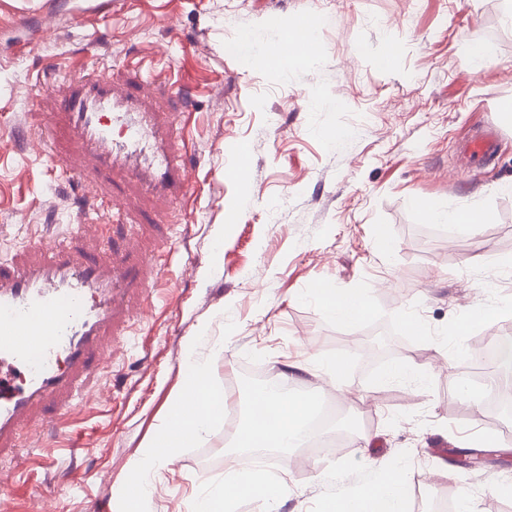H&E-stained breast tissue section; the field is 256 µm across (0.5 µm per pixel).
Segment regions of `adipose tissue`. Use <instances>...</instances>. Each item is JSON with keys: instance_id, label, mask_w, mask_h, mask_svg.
<instances>
[{"instance_id": "ef3b65f1", "label": "adipose tissue", "mask_w": 512, "mask_h": 512, "mask_svg": "<svg viewBox=\"0 0 512 512\" xmlns=\"http://www.w3.org/2000/svg\"><path fill=\"white\" fill-rule=\"evenodd\" d=\"M318 298L333 319L346 323L363 322L371 313L368 300L354 292L321 291ZM197 337H189L182 371V386L174 394L167 419L156 437L131 466V477L115 512H146L152 477L174 459L176 449L200 439L209 427L224 416V393L209 382L207 362L197 358ZM312 414L308 398L296 393H275L253 389L247 417L239 428L236 445L240 448H291L300 444ZM264 501L277 499L278 484L258 471H241L227 466L211 496L202 498L196 512H223L228 501L250 492ZM409 491L406 472L400 468H379L370 485L342 499L330 501L325 512H406Z\"/></svg>"}]
</instances>
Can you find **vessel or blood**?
I'll return each mask as SVG.
<instances>
[{
    "label": "vessel or blood",
    "mask_w": 512,
    "mask_h": 512,
    "mask_svg": "<svg viewBox=\"0 0 512 512\" xmlns=\"http://www.w3.org/2000/svg\"><path fill=\"white\" fill-rule=\"evenodd\" d=\"M141 96L134 88L116 90L101 73L68 86L56 105L78 154L97 173L121 169L148 191L184 192L186 166L176 141L143 111ZM161 269L153 252L131 268L96 257L75 261L51 244L38 259L0 267V446L48 398L78 390L104 359L103 339L125 307L126 290H148L145 271ZM20 373L27 385H15Z\"/></svg>",
    "instance_id": "vessel-or-blood-1"
}]
</instances>
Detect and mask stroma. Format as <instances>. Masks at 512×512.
Listing matches in <instances>:
<instances>
[{
  "instance_id": "35a3bbf8",
  "label": "stroma",
  "mask_w": 512,
  "mask_h": 512,
  "mask_svg": "<svg viewBox=\"0 0 512 512\" xmlns=\"http://www.w3.org/2000/svg\"><path fill=\"white\" fill-rule=\"evenodd\" d=\"M0 0V264L28 254L38 235L68 253L153 251L166 243L162 277L143 306L107 337L109 359L82 385L86 406L60 420L35 415L15 448L0 450V496L30 512L40 487L47 512H114L133 460L166 419L181 380L185 344L198 347L226 407L246 413L249 367L279 374L292 362L338 360L345 386H328L353 437L344 452L274 451L267 475L278 502L243 496L230 512H322L372 482L378 463L405 469L407 512H434V498L472 512H512L496 485L512 466L488 457L493 481L443 470L435 451L492 431L512 452L486 403L464 404L472 359L442 348L459 325L473 348L499 324H470L472 310L512 301V0ZM316 19L320 54L294 70L267 67L289 28ZM494 49L475 67L470 51ZM164 61L175 81H156L152 104L181 127L195 162L187 195L167 204L116 172L90 186L127 214L101 238L70 233L81 184L52 171L71 159L63 119L32 105L37 78L58 85L105 71L138 84L133 61ZM484 128L501 137L490 160L463 147ZM237 167L235 177L224 171ZM478 205L475 229L436 224L433 209ZM353 290L372 315L329 318L313 288ZM412 314L417 331L403 320ZM383 328L384 355L365 349ZM411 376L386 379L391 363ZM224 424L178 449L158 471L150 512H192L207 483L242 461Z\"/></svg>"
}]
</instances>
